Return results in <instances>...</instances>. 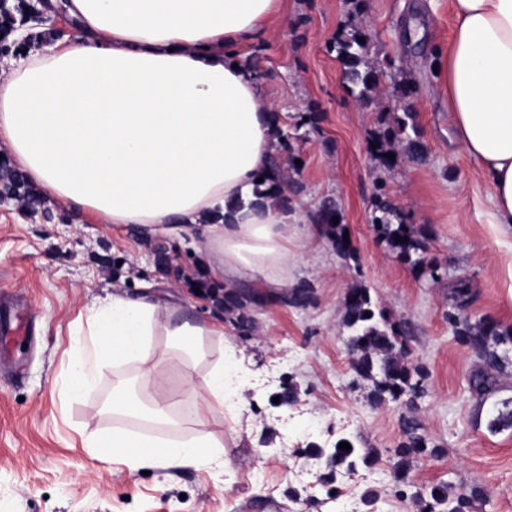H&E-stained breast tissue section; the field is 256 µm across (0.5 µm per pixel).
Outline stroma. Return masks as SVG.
<instances>
[{
  "instance_id": "35a3bbf8",
  "label": "stroma",
  "mask_w": 512,
  "mask_h": 512,
  "mask_svg": "<svg viewBox=\"0 0 512 512\" xmlns=\"http://www.w3.org/2000/svg\"><path fill=\"white\" fill-rule=\"evenodd\" d=\"M354 26L367 33V57L379 71V91L368 105L344 78L335 48ZM453 27L449 0H285L270 31L251 44L262 94L281 125L289 130L299 113L317 115L316 129L290 142L288 155L299 165L288 171L289 202L311 212L334 199L357 260L346 261L314 236L289 269L295 282L312 286L313 304L258 308L249 336L225 323L223 339H211L194 369L169 357L158 336L153 358L106 366L81 397L69 391L72 367L90 343L89 319L112 293L137 297L148 285L161 303L215 320L188 287L205 271L202 234L106 224L36 188L35 214L0 205V313L24 325L0 355V512H415L391 491L401 411L370 405L368 387L355 385L349 368L342 299L357 281L391 321L406 324L409 360L423 380L418 415L437 453L414 463L412 491L449 484L475 491L471 512H512V427L489 428L512 409V350L495 389L476 395L469 377L480 362L448 323L450 292L462 281L472 293L470 320L512 327V226L493 223L487 179L449 144L448 102L433 69ZM25 29L22 39L7 34L11 54L79 34L60 11ZM403 83L415 93L393 96ZM406 112L428 158L383 168L372 146ZM380 192L405 223L425 230L438 277L397 258L373 227ZM160 252L179 257L186 286L171 287L159 273ZM226 347L247 381L210 420L224 442L223 466L155 467L144 475L100 462L84 448L88 434L146 428L113 414L114 386L161 363L175 393L173 412L181 414L196 403L185 391L188 376L204 375ZM292 385L298 395L291 404ZM344 439L377 449L379 459L343 498L319 482L318 464L304 450Z\"/></svg>"
}]
</instances>
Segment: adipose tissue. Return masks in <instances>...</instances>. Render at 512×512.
<instances>
[{
  "mask_svg": "<svg viewBox=\"0 0 512 512\" xmlns=\"http://www.w3.org/2000/svg\"><path fill=\"white\" fill-rule=\"evenodd\" d=\"M284 0H65L76 41L30 49L0 75V143L27 180L108 224L170 225L207 240L210 276L235 288L288 289V269L310 243L309 215L269 199L254 205L256 174L277 154L271 105L241 62ZM456 25L440 65L451 145L489 178L495 223L512 224V0H452ZM224 333L148 296L113 295L93 316V343L75 365L80 397L108 362L148 359L162 336L181 358ZM141 403L112 391V409L149 424L87 435L104 462L144 466L221 460L209 430L237 378L216 361L188 390L194 429L172 415L160 369L141 377Z\"/></svg>",
  "mask_w": 512,
  "mask_h": 512,
  "instance_id": "obj_1",
  "label": "adipose tissue"
}]
</instances>
